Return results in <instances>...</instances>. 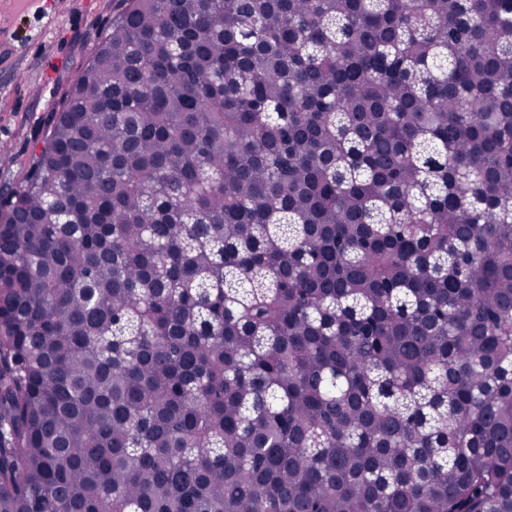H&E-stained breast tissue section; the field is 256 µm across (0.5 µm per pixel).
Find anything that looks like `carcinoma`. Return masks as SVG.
Returning a JSON list of instances; mask_svg holds the SVG:
<instances>
[{
	"mask_svg": "<svg viewBox=\"0 0 512 512\" xmlns=\"http://www.w3.org/2000/svg\"><path fill=\"white\" fill-rule=\"evenodd\" d=\"M0 195V512H512V0H121Z\"/></svg>",
	"mask_w": 512,
	"mask_h": 512,
	"instance_id": "cac0c4a2",
	"label": "carcinoma"
}]
</instances>
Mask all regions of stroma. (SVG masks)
Wrapping results in <instances>:
<instances>
[{
	"label": "stroma",
	"instance_id": "obj_1",
	"mask_svg": "<svg viewBox=\"0 0 512 512\" xmlns=\"http://www.w3.org/2000/svg\"><path fill=\"white\" fill-rule=\"evenodd\" d=\"M116 0H0V190L19 186L45 118L107 34Z\"/></svg>",
	"mask_w": 512,
	"mask_h": 512
}]
</instances>
